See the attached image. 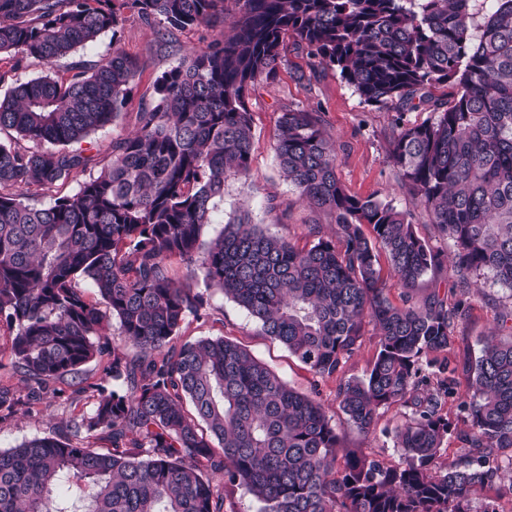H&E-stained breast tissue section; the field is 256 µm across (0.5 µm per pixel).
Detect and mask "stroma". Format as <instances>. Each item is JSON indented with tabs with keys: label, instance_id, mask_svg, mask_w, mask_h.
<instances>
[{
	"label": "stroma",
	"instance_id": "1",
	"mask_svg": "<svg viewBox=\"0 0 512 512\" xmlns=\"http://www.w3.org/2000/svg\"><path fill=\"white\" fill-rule=\"evenodd\" d=\"M198 43V33L185 32L176 45L162 44L153 29L130 14L118 38L104 36L96 48L84 52V59L95 60L115 46L141 64L139 76L117 125L91 136L89 146L92 153L107 155L113 137L135 128L138 112L155 98L156 78L176 65L179 58ZM298 107L320 114L325 132L336 144V173L348 193L388 202L397 210L411 214L417 234L435 250L447 252V241L438 237L425 210L406 189L401 188L396 171L388 160L393 113L364 103L336 70H311L306 50L293 46L288 49L285 65L274 77L260 81L249 96L248 108L254 131L249 175L245 178L233 176L227 180L219 221L208 226L207 237H216L224 223L233 221L244 212L249 214L252 223L287 236L300 246L305 243L306 225L319 224L326 234H333V216L299 202L293 186L279 171L275 153L278 119L283 112ZM511 300V292L492 282L474 294L471 315L465 324L459 326L454 349L427 354L431 370L447 364L460 365L466 357L477 355L484 336L496 322L498 312ZM204 336L236 339L288 384L313 396L328 408L339 436L338 455L353 451L387 465L400 462V452L393 446L394 436L397 427L409 418V408L396 403L379 409L371 432L365 434L348 423L336 398L340 381L363 377L370 369L378 352V337L373 325H366L360 349L335 376L324 379L315 377L283 346L260 334L246 312L226 300L221 293L212 295L209 318L183 325L178 339L186 342ZM89 409V403L82 397L70 405L60 399H47L32 408L19 406L14 415L0 418V449L14 447L36 435L61 431L66 420Z\"/></svg>",
	"mask_w": 512,
	"mask_h": 512
}]
</instances>
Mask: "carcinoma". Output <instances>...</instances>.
I'll return each mask as SVG.
<instances>
[{"label": "carcinoma", "mask_w": 512, "mask_h": 512, "mask_svg": "<svg viewBox=\"0 0 512 512\" xmlns=\"http://www.w3.org/2000/svg\"><path fill=\"white\" fill-rule=\"evenodd\" d=\"M128 12L165 44L196 30L202 45L156 79L154 103L107 157L82 143L115 123L139 74L119 49L0 94V132L11 134L0 142V370L25 384L29 405L58 383L94 399L66 431L0 450V512H226L236 492L258 512H478L471 491L512 478V311L464 366L468 429L442 413L459 396L458 368L433 381L420 357L453 348L482 277L512 291V0H0V83L29 60L51 67L109 32L117 42ZM290 39L312 69L338 70L364 102L396 112L388 159L450 245L454 303L389 300L378 249L408 290L441 253L408 214L342 187L336 146L304 108L280 117L276 154L299 199L334 216V235L309 224L299 247L245 212L205 240L228 177L249 172V92L276 74ZM448 83L452 99L434 98ZM420 107L434 117L405 123ZM87 170L75 194L33 202L30 192ZM214 291L320 378L373 324L376 358L336 398L363 433L379 409L410 408L395 432L404 461L352 452L336 472L339 436L319 401L230 338L176 346L188 318L210 315ZM96 358L104 378L89 383L82 366ZM19 404L0 386L1 413ZM454 432L462 454L444 459Z\"/></svg>", "instance_id": "carcinoma-1"}]
</instances>
